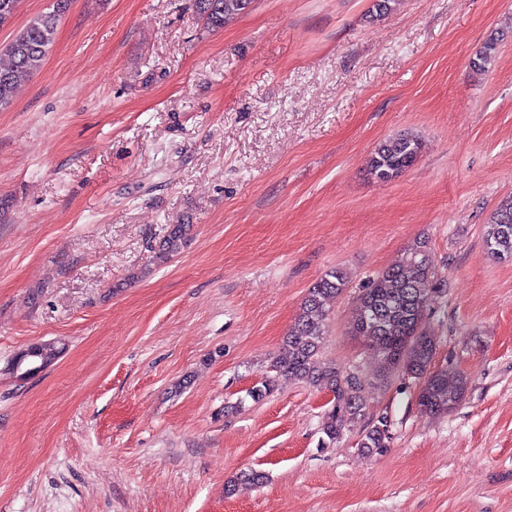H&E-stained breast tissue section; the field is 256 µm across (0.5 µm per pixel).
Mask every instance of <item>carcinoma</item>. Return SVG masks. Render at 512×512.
Wrapping results in <instances>:
<instances>
[{
  "label": "carcinoma",
  "instance_id": "carcinoma-1",
  "mask_svg": "<svg viewBox=\"0 0 512 512\" xmlns=\"http://www.w3.org/2000/svg\"><path fill=\"white\" fill-rule=\"evenodd\" d=\"M193 2L199 17L213 30L224 27L252 4V0ZM70 5L71 0H54L53 10L31 17L0 48V109L8 108L18 87L42 68L55 41L60 18ZM498 43L499 39L489 38L471 61V68L486 71ZM422 149L421 137L411 133L385 139L368 156L367 172L379 181H391L415 164ZM186 231L185 224L169 225L156 259L164 262L178 255L185 244ZM483 240L487 256L512 259V199L495 210ZM345 288L346 275L338 267L326 270L308 288L277 356L247 396L255 403L263 400L274 391L282 376L327 389L335 394L322 423L328 442H335L346 430L361 423L358 446L371 455L386 447L391 427L388 414L365 418L361 379L332 361L320 360L330 308ZM445 292L446 284L433 264L428 243L417 240L407 247L399 264L382 271L363 288L350 326L352 335L370 343L382 374L399 373L419 383L416 405L432 415H443L455 408L468 389L466 376L435 367L436 344L426 331L425 304ZM61 353L62 347L55 341L38 343L14 357L13 371L21 375L32 362L47 368Z\"/></svg>",
  "mask_w": 512,
  "mask_h": 512
}]
</instances>
